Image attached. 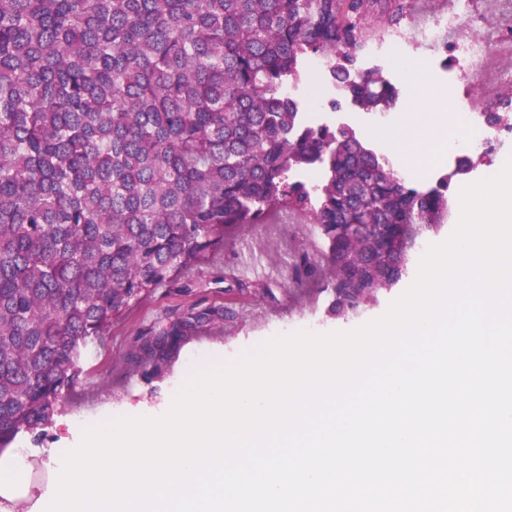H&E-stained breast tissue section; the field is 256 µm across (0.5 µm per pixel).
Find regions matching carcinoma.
<instances>
[{
	"mask_svg": "<svg viewBox=\"0 0 512 512\" xmlns=\"http://www.w3.org/2000/svg\"><path fill=\"white\" fill-rule=\"evenodd\" d=\"M374 2L0 0V449L51 422L112 317L283 207L327 246L295 282L322 280L336 315L402 279L472 160L410 185L288 93L317 56L352 106L397 104L381 69L358 66ZM233 316L194 306L123 360L153 376Z\"/></svg>",
	"mask_w": 512,
	"mask_h": 512,
	"instance_id": "1",
	"label": "carcinoma"
}]
</instances>
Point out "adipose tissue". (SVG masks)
<instances>
[{"label": "adipose tissue", "mask_w": 512, "mask_h": 512, "mask_svg": "<svg viewBox=\"0 0 512 512\" xmlns=\"http://www.w3.org/2000/svg\"><path fill=\"white\" fill-rule=\"evenodd\" d=\"M413 84L423 86L414 98V109L396 115L385 124H368L364 135L393 163L395 170L406 171L421 166L438 147L447 145L450 128L457 126V114L448 106V93L428 89V68L410 72Z\"/></svg>", "instance_id": "ef3b65f1"}]
</instances>
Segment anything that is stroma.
<instances>
[{
	"label": "stroma",
	"instance_id": "35a3bbf8",
	"mask_svg": "<svg viewBox=\"0 0 512 512\" xmlns=\"http://www.w3.org/2000/svg\"><path fill=\"white\" fill-rule=\"evenodd\" d=\"M300 95L320 123L345 122L357 130L362 123L388 119L384 113L359 112L345 101L330 106L331 94L327 91L304 88ZM323 251L324 244L311 224L272 219L244 226L233 231L223 247L208 251L200 264L184 271L179 291L157 289L116 316L102 344L86 357L80 383L65 392L58 414L38 442L27 438L20 442L30 454L35 479L47 482L45 464L52 450L78 446L87 427L121 417L162 415L194 370L234 360L278 335L299 330L326 333L353 329L383 315L411 284L410 279H403L378 306L362 315L334 317L329 310L331 296L320 282H292L294 259L306 252L318 258ZM252 253L261 255L263 264L248 278L266 281L274 288L273 302L259 305L249 295L225 288L224 276L242 266ZM287 280L292 283L288 289L283 286ZM198 302L212 307L232 305L237 316L231 322L199 328L174 354L161 376L146 378L140 369L123 361L137 332L162 326L170 316Z\"/></svg>",
	"mask_w": 512,
	"mask_h": 512
}]
</instances>
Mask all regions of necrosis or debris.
<instances>
[{"label":"necrosis or debris","instance_id":"1","mask_svg":"<svg viewBox=\"0 0 512 512\" xmlns=\"http://www.w3.org/2000/svg\"><path fill=\"white\" fill-rule=\"evenodd\" d=\"M479 18L471 10H455L434 18L413 33L400 29L386 31L380 40L366 45L361 53L362 66L365 69L376 68L380 58L388 52L402 59L412 60L419 56L421 49L436 48L442 53L437 65L448 75V89L452 91L459 112L466 121L480 127L478 137L466 142L464 148L450 146L441 153V165L456 167L464 158L481 160L492 151L512 140V115L506 117L501 125L486 124L485 113L494 111L495 106L480 94L471 92L470 87L481 82L495 55L500 53L501 45L507 42L506 34L495 38H476L463 40L458 33L462 25H477Z\"/></svg>","mask_w":512,"mask_h":512}]
</instances>
